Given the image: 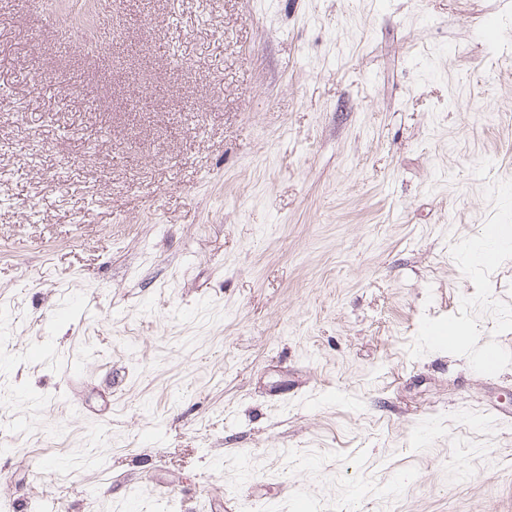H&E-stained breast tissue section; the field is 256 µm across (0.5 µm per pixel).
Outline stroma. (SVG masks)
I'll return each mask as SVG.
<instances>
[{
  "mask_svg": "<svg viewBox=\"0 0 512 512\" xmlns=\"http://www.w3.org/2000/svg\"><path fill=\"white\" fill-rule=\"evenodd\" d=\"M116 14L0 0L7 512H512V0Z\"/></svg>",
  "mask_w": 512,
  "mask_h": 512,
  "instance_id": "35a3bbf8",
  "label": "stroma"
}]
</instances>
